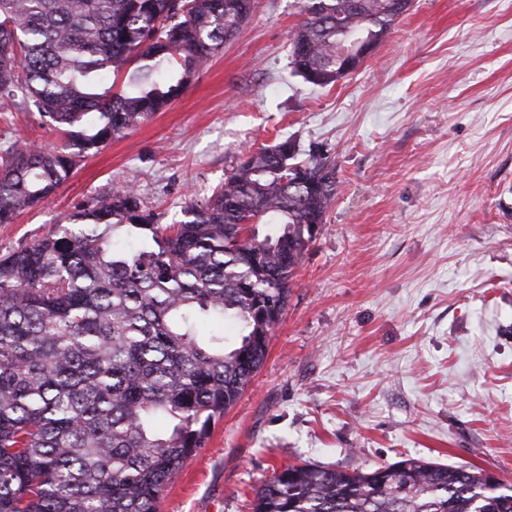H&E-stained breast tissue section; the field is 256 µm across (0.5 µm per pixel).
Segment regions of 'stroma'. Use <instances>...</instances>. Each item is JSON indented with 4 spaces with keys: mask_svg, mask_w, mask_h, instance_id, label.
Returning <instances> with one entry per match:
<instances>
[{
    "mask_svg": "<svg viewBox=\"0 0 512 512\" xmlns=\"http://www.w3.org/2000/svg\"><path fill=\"white\" fill-rule=\"evenodd\" d=\"M303 0H255L185 93L0 224V252L85 198L136 188L160 223L207 200L241 150L291 138L341 182L268 354L164 490L160 512H251L300 461L368 471L405 456L512 484V0H413L355 72L294 76ZM60 144L0 106V148Z\"/></svg>",
    "mask_w": 512,
    "mask_h": 512,
    "instance_id": "35a3bbf8",
    "label": "stroma"
}]
</instances>
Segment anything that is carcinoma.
<instances>
[{"instance_id": "carcinoma-1", "label": "carcinoma", "mask_w": 512, "mask_h": 512, "mask_svg": "<svg viewBox=\"0 0 512 512\" xmlns=\"http://www.w3.org/2000/svg\"><path fill=\"white\" fill-rule=\"evenodd\" d=\"M411 0H304L290 65L325 87ZM254 0H0V104L68 138L0 150V224L166 109L238 36ZM294 141L249 151L185 220L137 189L79 203L0 255V512H159L164 489L263 365L297 269L337 195ZM272 224L259 237L254 225ZM233 323L239 339L206 324ZM253 512H512L474 466L406 458L370 472L288 464Z\"/></svg>"}]
</instances>
